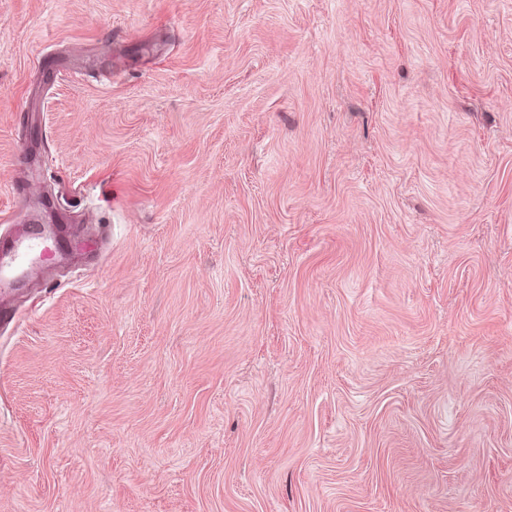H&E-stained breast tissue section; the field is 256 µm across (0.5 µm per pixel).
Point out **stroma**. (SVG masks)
Masks as SVG:
<instances>
[{
  "label": "stroma",
  "instance_id": "obj_1",
  "mask_svg": "<svg viewBox=\"0 0 512 512\" xmlns=\"http://www.w3.org/2000/svg\"><path fill=\"white\" fill-rule=\"evenodd\" d=\"M0 512H512V0H0ZM47 250L46 239L23 232L0 246V283L7 287L16 277L39 279L44 265L39 257Z\"/></svg>",
  "mask_w": 512,
  "mask_h": 512
}]
</instances>
